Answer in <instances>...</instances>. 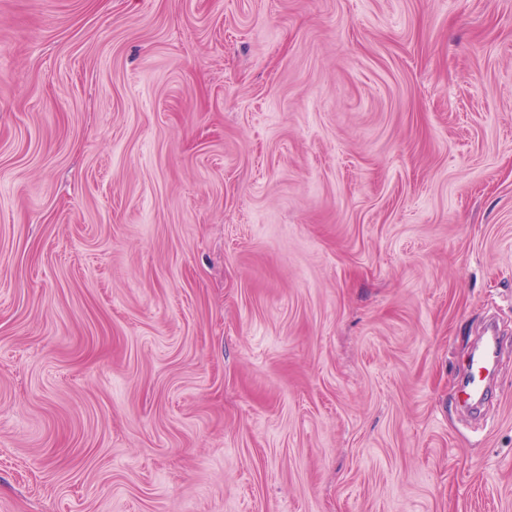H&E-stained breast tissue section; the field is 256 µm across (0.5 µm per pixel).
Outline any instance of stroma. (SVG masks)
<instances>
[{
	"label": "stroma",
	"instance_id": "obj_1",
	"mask_svg": "<svg viewBox=\"0 0 512 512\" xmlns=\"http://www.w3.org/2000/svg\"><path fill=\"white\" fill-rule=\"evenodd\" d=\"M512 0H0V512H512ZM500 355V343L497 336H491L483 355L476 361H473V368L475 366V379L473 382H470V387L467 388L465 394L468 399L481 401L486 395V389L481 387L480 382H482L480 378V374L483 372H488L489 366L494 365L499 358Z\"/></svg>",
	"mask_w": 512,
	"mask_h": 512
}]
</instances>
